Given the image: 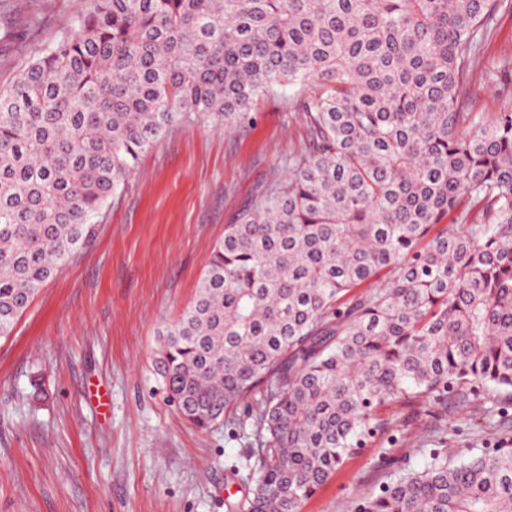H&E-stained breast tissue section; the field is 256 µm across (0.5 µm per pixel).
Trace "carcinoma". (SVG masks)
I'll return each instance as SVG.
<instances>
[{
	"mask_svg": "<svg viewBox=\"0 0 512 512\" xmlns=\"http://www.w3.org/2000/svg\"><path fill=\"white\" fill-rule=\"evenodd\" d=\"M512 0H88L0 92V337L177 123L300 85L309 146L226 225L154 370L190 424L250 402L242 512H299L395 399L512 391V110L464 105ZM357 512H512V448Z\"/></svg>",
	"mask_w": 512,
	"mask_h": 512,
	"instance_id": "carcinoma-1",
	"label": "carcinoma"
}]
</instances>
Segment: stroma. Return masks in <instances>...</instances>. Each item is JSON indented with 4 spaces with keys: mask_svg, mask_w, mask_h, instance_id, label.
<instances>
[{
    "mask_svg": "<svg viewBox=\"0 0 512 512\" xmlns=\"http://www.w3.org/2000/svg\"><path fill=\"white\" fill-rule=\"evenodd\" d=\"M84 0H0V89L74 26ZM512 58V12L496 16L470 66L467 103L489 116L512 83L488 80ZM301 88L260 97L249 123L168 129L98 217L94 245L41 288L0 338V512H233L254 485L248 404L199 429L169 400L152 363L157 330L193 301L224 228L283 160L308 143ZM378 429L300 512H356L433 454L512 441V394L452 389L387 402Z\"/></svg>",
    "mask_w": 512,
    "mask_h": 512,
    "instance_id": "stroma-1",
    "label": "stroma"
}]
</instances>
